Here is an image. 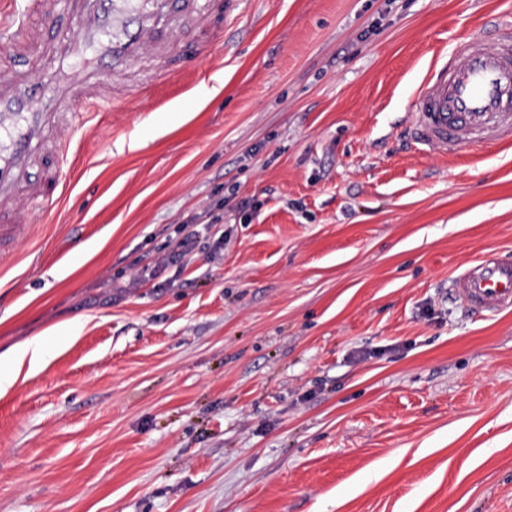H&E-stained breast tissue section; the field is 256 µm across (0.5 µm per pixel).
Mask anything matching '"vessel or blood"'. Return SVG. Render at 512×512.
<instances>
[{
  "instance_id": "b4317fda",
  "label": "vessel or blood",
  "mask_w": 512,
  "mask_h": 512,
  "mask_svg": "<svg viewBox=\"0 0 512 512\" xmlns=\"http://www.w3.org/2000/svg\"><path fill=\"white\" fill-rule=\"evenodd\" d=\"M67 16L75 30L44 39L40 20ZM185 0H25L0 13V261L7 241L28 237L19 201L56 202L66 147L92 107L143 97L159 77L191 69L176 55ZM405 135L419 153L456 154L512 143V25L457 40L436 57L415 92ZM47 180L33 182V169ZM472 312L512 310V260L486 257L454 282Z\"/></svg>"
}]
</instances>
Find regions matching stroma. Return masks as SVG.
I'll list each match as a JSON object with an SVG mask.
<instances>
[{
	"label": "stroma",
	"mask_w": 512,
	"mask_h": 512,
	"mask_svg": "<svg viewBox=\"0 0 512 512\" xmlns=\"http://www.w3.org/2000/svg\"><path fill=\"white\" fill-rule=\"evenodd\" d=\"M491 17L512 0H245L188 26L182 81L92 113L0 264V354L48 350L0 392V512H512V311L453 294L512 256V147L403 134ZM190 225L194 224H182L178 229V236L172 242V251L169 256L166 257L165 261L162 259L159 261L160 265L151 268L152 272H157L159 268L166 266L167 262L176 256H185L191 253L196 247V233L194 230L184 233ZM164 261V262H163ZM163 262V263H162Z\"/></svg>",
	"instance_id": "1"
}]
</instances>
